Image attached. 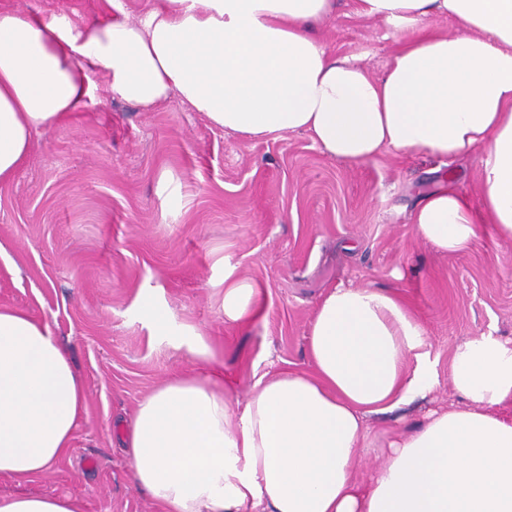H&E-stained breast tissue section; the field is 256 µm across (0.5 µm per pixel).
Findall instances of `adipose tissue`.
Returning a JSON list of instances; mask_svg holds the SVG:
<instances>
[{
  "label": "adipose tissue",
  "mask_w": 512,
  "mask_h": 512,
  "mask_svg": "<svg viewBox=\"0 0 512 512\" xmlns=\"http://www.w3.org/2000/svg\"><path fill=\"white\" fill-rule=\"evenodd\" d=\"M83 25L0 10V184L39 130L81 111L94 75L150 109L178 97L252 139L310 135L352 165L382 153L451 162L478 155L480 202L455 186L410 216L419 239L468 250L492 225L512 240V0H358L399 46L382 75L330 54L312 34L335 0H162L138 20L122 0ZM456 29L441 33L434 19ZM257 291L224 269V317H250ZM205 365L138 405L124 444L132 479L163 512H512V346L458 345V406L409 432L374 436L369 418L424 397L437 379L424 325L393 293L331 288L309 326L312 372L258 381L238 407L204 336L173 337ZM83 381L48 324L0 306V478L41 477L67 454ZM383 463L369 483L367 453ZM0 512H79L71 497L0 494Z\"/></svg>",
  "instance_id": "obj_1"
}]
</instances>
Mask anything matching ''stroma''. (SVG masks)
<instances>
[{"label":"stroma","instance_id":"stroma-1","mask_svg":"<svg viewBox=\"0 0 512 512\" xmlns=\"http://www.w3.org/2000/svg\"><path fill=\"white\" fill-rule=\"evenodd\" d=\"M0 6L105 18L106 0H0ZM315 34L330 52L383 74L397 41L336 0ZM478 157L445 166L414 152L353 166L308 134L253 140L210 125L178 99L147 110L94 78L82 111L37 132L13 179L0 185V306L47 320L87 388L73 448L53 474L16 489L70 496L81 512H161L131 479L119 429L160 382L201 370L170 333L205 336L224 383L243 400L260 377L311 371L307 335L333 287L397 293L428 334L438 382L426 399L375 418L377 433L408 431L460 399L455 348L493 334L512 346V241L482 234L446 255L409 222L429 192L454 182L479 199ZM259 290L247 323L224 319V267ZM170 317L162 334L143 313Z\"/></svg>","mask_w":512,"mask_h":512}]
</instances>
